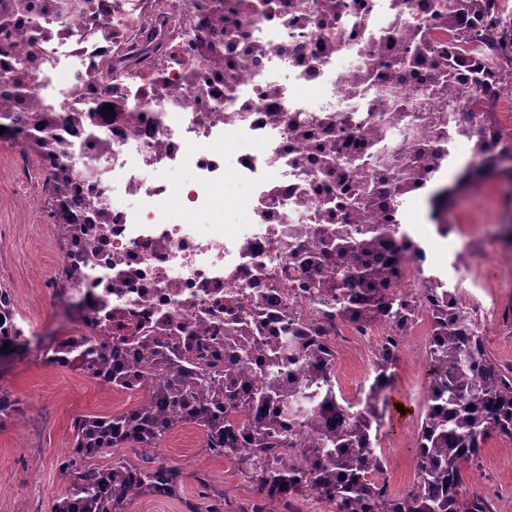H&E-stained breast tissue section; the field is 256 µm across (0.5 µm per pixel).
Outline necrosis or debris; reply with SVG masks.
<instances>
[{"instance_id": "1", "label": "necrosis or debris", "mask_w": 512, "mask_h": 512, "mask_svg": "<svg viewBox=\"0 0 512 512\" xmlns=\"http://www.w3.org/2000/svg\"><path fill=\"white\" fill-rule=\"evenodd\" d=\"M0 0V109L47 112L80 177L55 205L58 224L97 232L59 262L85 277L71 294L79 324L107 336L136 326L224 348L226 311L271 325L335 229L402 224L410 245L392 288L453 287L461 251L437 260L445 221L411 224L407 201L473 142L471 100L499 116L502 99L448 78V0ZM39 28L29 42L30 28ZM26 75L25 97L8 85ZM460 109H448L449 97ZM233 138L224 157L214 142ZM187 171L171 184L167 173ZM232 183L249 208L225 227L210 189ZM178 197L184 219L166 211Z\"/></svg>"}]
</instances>
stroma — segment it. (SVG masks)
<instances>
[{
    "label": "stroma",
    "mask_w": 512,
    "mask_h": 512,
    "mask_svg": "<svg viewBox=\"0 0 512 512\" xmlns=\"http://www.w3.org/2000/svg\"><path fill=\"white\" fill-rule=\"evenodd\" d=\"M14 153V148H0V284L9 289L16 311L33 323L34 336L0 358V387L13 393L19 421L25 423L21 430L11 423L0 427V512H50L65 490L57 465L71 448L74 418L123 412L136 399L44 361L46 348L68 335L75 318L62 306H51L44 288L62 248L39 205L42 178L19 180ZM24 194L34 197L36 206L19 205ZM448 217L460 231L441 243L440 261H447L448 249L462 248L466 235L479 232L485 247L471 261L488 278H496L500 266L494 232L512 217V189L496 181L471 188L456 196ZM374 351L355 336L337 345L336 383L344 398L358 396L366 381L363 367L372 362ZM426 366L411 356L400 359L389 392L381 447L387 460L384 479L395 492L417 478L415 440L427 399ZM116 454L140 465L159 458L182 471L177 496L139 495L127 512H200L211 504L223 512H238L255 497L253 482L234 463L209 453L193 425L179 428L159 447L120 448ZM470 487L491 499L496 512H512V440L488 442L471 473Z\"/></svg>",
    "instance_id": "obj_1"
}]
</instances>
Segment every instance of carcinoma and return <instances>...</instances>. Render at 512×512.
<instances>
[{"label":"carcinoma","mask_w":512,"mask_h":512,"mask_svg":"<svg viewBox=\"0 0 512 512\" xmlns=\"http://www.w3.org/2000/svg\"><path fill=\"white\" fill-rule=\"evenodd\" d=\"M500 0H448V35L457 42L481 39L492 31L501 37L503 63L491 68L473 58L456 56L448 46V79L470 74L477 85L489 80L512 90V19L490 22ZM25 123V145L35 154L52 148L56 124L30 120L26 112H0V125ZM481 141L495 142L481 165L458 176L456 187L486 178L512 161V137L475 116ZM67 176L44 179L49 204L71 191ZM397 231L363 239L336 234L324 260L331 265L325 288L313 299L358 328L387 320L401 330L416 313L417 301L390 288L393 239ZM77 266L56 277L66 290L77 286ZM431 319L428 338L429 390L416 440L417 480L397 493L378 481L385 460L376 450L381 418L399 355L398 336H385L372 361V381L354 402L337 396L335 355L319 334L313 318L288 311L285 326L236 329L224 337V374L195 368L197 350L170 346L151 353L146 365V395L134 407L108 416L74 418L66 483L50 512H126L139 494L171 496L181 485L179 467L154 461L139 466L125 458L105 466L96 459L114 448H155L177 428L194 424L205 448L232 461L254 482L260 497L246 512H268L277 500L313 495L327 512H493L480 493L463 492L468 471L493 438H512V364L492 359L485 351L477 322L465 323L459 310L464 290L424 288ZM14 305L0 287V349L18 341L11 325ZM136 336L101 347V330L54 343L56 356H78L76 368L112 388L129 386L124 355L137 347ZM146 343L149 338L144 337ZM304 371L285 372L294 361ZM12 393L0 389V427L16 411Z\"/></svg>","instance_id":"carcinoma-1"}]
</instances>
